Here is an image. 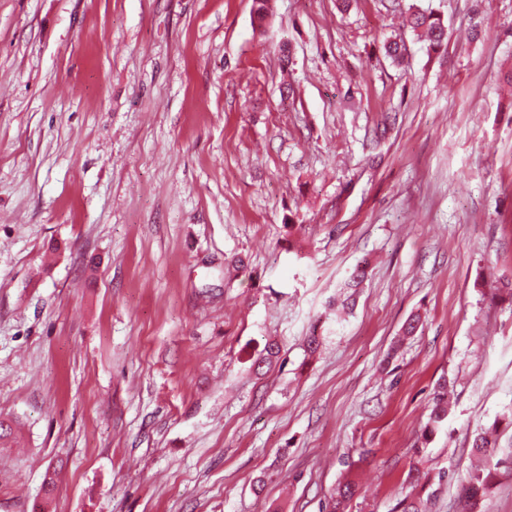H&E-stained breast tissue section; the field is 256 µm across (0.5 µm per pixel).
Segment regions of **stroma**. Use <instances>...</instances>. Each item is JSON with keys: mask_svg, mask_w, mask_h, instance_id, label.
I'll return each mask as SVG.
<instances>
[{"mask_svg": "<svg viewBox=\"0 0 512 512\" xmlns=\"http://www.w3.org/2000/svg\"><path fill=\"white\" fill-rule=\"evenodd\" d=\"M270 13L0 0V512H390L415 468L458 512L512 409V0ZM408 25L415 32H421L432 50L440 49L447 40V28L440 14L420 10L412 5ZM449 412L448 381L443 380L435 388L430 417L421 434V445L414 448L417 455L421 456L424 453L432 438L445 425Z\"/></svg>", "mask_w": 512, "mask_h": 512, "instance_id": "stroma-1", "label": "stroma"}]
</instances>
